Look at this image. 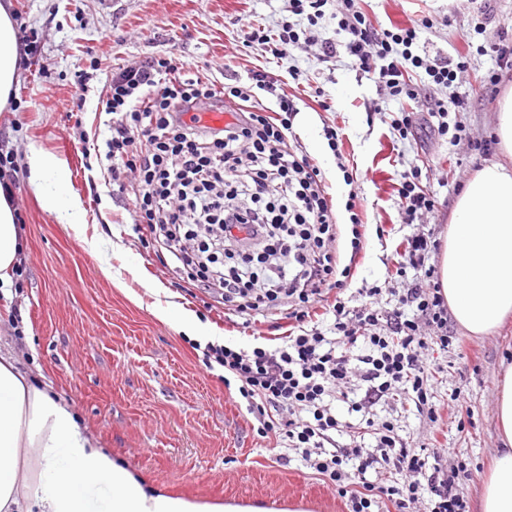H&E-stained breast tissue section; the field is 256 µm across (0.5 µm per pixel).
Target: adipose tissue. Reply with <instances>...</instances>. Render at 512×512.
<instances>
[{
    "label": "adipose tissue",
    "mask_w": 512,
    "mask_h": 512,
    "mask_svg": "<svg viewBox=\"0 0 512 512\" xmlns=\"http://www.w3.org/2000/svg\"><path fill=\"white\" fill-rule=\"evenodd\" d=\"M21 68L16 22L0 0V109ZM494 137L504 161L482 167L458 196L439 259L442 293L454 319L487 335L512 315V87L498 101ZM42 202L73 230L84 218L54 184V157L27 158ZM22 250L15 211L0 193V285L11 286ZM496 417L502 445L483 485L481 512H512V362L503 361ZM107 490L105 506L96 494ZM0 512H254L151 494L108 453L92 445L63 401L0 358Z\"/></svg>",
    "instance_id": "ef3b65f1"
}]
</instances>
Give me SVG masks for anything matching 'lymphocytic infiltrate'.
Segmentation results:
<instances>
[{
    "mask_svg": "<svg viewBox=\"0 0 512 512\" xmlns=\"http://www.w3.org/2000/svg\"><path fill=\"white\" fill-rule=\"evenodd\" d=\"M330 0H293L291 21L252 37L283 56L301 48L303 24H316ZM431 19L394 31L378 30L358 7L343 0L334 36L321 40L319 60L345 46L354 66L393 98H414L410 78L425 71L436 85L449 86L465 72V62L426 63L413 54ZM249 86L184 78L172 58L151 56L107 78L99 96L110 116L104 159L112 178L129 174L135 232L165 250L187 275L225 310L268 316L285 311L294 324L281 343L243 349L227 342L206 344L204 355L237 385L260 437L275 433L301 449L306 465L329 477L349 502V512H373L380 499L395 512H409L426 500L428 512H467L458 491L459 471L430 463L408 448L385 421L373 435L379 455L365 452L358 439L337 444L341 423L337 402L368 413L380 400H410L436 419L430 403V376L420 356L431 345L448 347V307L431 262L438 249L433 234L415 232L400 251L396 275L410 285L393 308L379 298L392 279L358 288V304L339 298L352 276L330 246L339 236L333 197L320 167L298 152L288 134L298 113L295 97L266 106L260 92L274 80L263 69L250 71ZM224 96L232 118L221 130L184 121L200 100ZM462 101L440 100L420 123L408 115L391 119L400 139L424 147L447 135L448 116ZM397 205L405 223L432 216L437 201L421 179L420 167L400 175ZM237 259L225 266L227 245ZM359 401H351V394ZM405 475L403 483L370 480L378 463Z\"/></svg>",
    "mask_w": 512,
    "mask_h": 512,
    "instance_id": "obj_1",
    "label": "lymphocytic infiltrate"
}]
</instances>
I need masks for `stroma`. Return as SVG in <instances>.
<instances>
[{
  "instance_id": "35a3bbf8",
  "label": "stroma",
  "mask_w": 512,
  "mask_h": 512,
  "mask_svg": "<svg viewBox=\"0 0 512 512\" xmlns=\"http://www.w3.org/2000/svg\"><path fill=\"white\" fill-rule=\"evenodd\" d=\"M10 2L16 24L37 36L41 52L13 86L19 111H0V133L6 135L0 150L12 153L23 175L12 206L25 242L12 286L0 288V353L64 399L96 447L143 486L198 502L301 499L315 512H348L346 498L328 477L302 465L300 451L258 437L237 391L225 387L223 369L207 367L204 345L230 340L248 348L255 337L267 335V325L256 319L242 328L225 321L223 309L211 306L206 295L184 292L167 254L139 243L131 194L108 181L88 142L103 132L107 119L99 92L112 72L158 54L220 86L229 77L247 84L257 68L276 77L298 69L297 82L284 91L302 100L293 131L325 170L334 196L343 225L334 248L348 253L351 234L342 174L323 134L327 125L337 128L343 153L358 167V204L370 229L356 276L373 281L396 259L401 171L420 164L441 205L436 233L442 239L461 188L486 162L500 158L490 136L498 94L487 85L495 62L480 49L512 36V0H492L488 17L468 0H360L379 29L434 18V28L414 47L425 59L466 57V72L446 88L417 72L415 101L385 95L342 46L324 63L313 46L271 60L249 34L288 18L289 0ZM88 68L93 77L79 109L72 104L75 74ZM424 96L463 101L449 116L460 127V141L443 136L420 153L381 121L384 113L420 112ZM34 148L58 159V190L85 214L81 233L37 202L26 164ZM94 190L100 202H93ZM91 240L98 242L99 255L90 253ZM170 302L197 321L198 334L157 317V309ZM450 332L452 346H431L423 357L432 374L437 422L402 399L379 403L373 414L375 422H393L407 447L464 464L469 474L461 478L460 492L474 510L500 445L495 401L501 360L512 353V319L486 336L471 335L455 322Z\"/></svg>"
}]
</instances>
